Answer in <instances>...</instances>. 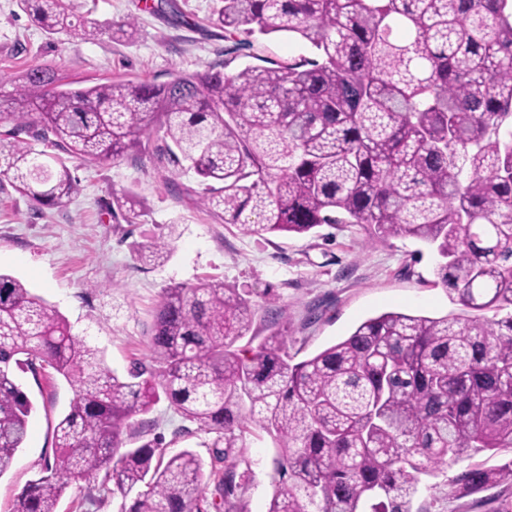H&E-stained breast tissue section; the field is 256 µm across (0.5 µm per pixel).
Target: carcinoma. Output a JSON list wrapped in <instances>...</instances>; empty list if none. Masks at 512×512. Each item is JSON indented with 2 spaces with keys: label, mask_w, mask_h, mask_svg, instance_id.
<instances>
[{
  "label": "carcinoma",
  "mask_w": 512,
  "mask_h": 512,
  "mask_svg": "<svg viewBox=\"0 0 512 512\" xmlns=\"http://www.w3.org/2000/svg\"><path fill=\"white\" fill-rule=\"evenodd\" d=\"M19 3L49 34L75 27L68 0ZM222 3L216 23L240 36L237 49L275 35L311 55L236 68L229 57L160 85L80 89L30 68L13 84L20 111L0 117L10 124L0 179L64 207L79 183L62 155L140 159L156 125L224 223L258 236L357 224L368 247L417 239L435 248L438 282L469 313L384 312L297 362L277 316L257 339L250 301L224 282L177 286L151 312V369L121 377L63 314L0 274V476L33 410L13 369H51L74 387L53 458L11 512H56L71 480L99 476L92 503L110 495L117 512H197L201 457L145 439L144 416L162 398L224 442V512H244L252 471L238 453L253 426L278 448L267 512H411L432 489L422 477L512 449V0ZM114 205L129 224L139 217L129 195ZM169 253L161 238L137 249L145 264ZM456 481L465 494L511 483L512 461L474 463Z\"/></svg>",
  "instance_id": "1"
}]
</instances>
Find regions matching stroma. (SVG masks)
<instances>
[{
    "mask_svg": "<svg viewBox=\"0 0 512 512\" xmlns=\"http://www.w3.org/2000/svg\"><path fill=\"white\" fill-rule=\"evenodd\" d=\"M219 0H70L80 31L48 35L18 0H0V113L13 111L11 82L28 68L51 69L59 83L88 87L109 80L168 82L223 62L224 30L212 23ZM131 20L134 40L113 37ZM68 166L79 193L62 208H48L0 189V272L20 279L54 305L76 332L100 348L108 367L126 375L148 362L145 329L163 289L214 280L249 298L259 336L269 330L268 307L278 308L289 347L308 357L349 335L364 320L387 311L440 317L454 311L446 290L435 283L436 255L413 238L366 247L355 224L322 226L304 235L253 236L217 220L196 191L199 178L187 167L156 158L108 160ZM129 193L137 202L136 223L111 217L114 197ZM164 238L168 259L138 262L139 246ZM319 311L308 322L311 311ZM15 382L34 405L28 435L11 469L0 476V512L40 474L52 456L51 432L67 413L74 389L62 376L15 371ZM154 435L169 451H196L204 463L201 512H215V485L224 475L216 434L175 414L159 401L147 416ZM253 480L243 496L247 512H267L273 493L277 450L267 435H250L242 450ZM469 466L462 460L438 474L434 497L414 500L412 512H492L496 497H511L512 485L458 495L455 479Z\"/></svg>",
    "mask_w": 512,
    "mask_h": 512,
    "instance_id": "stroma-1",
    "label": "stroma"
}]
</instances>
